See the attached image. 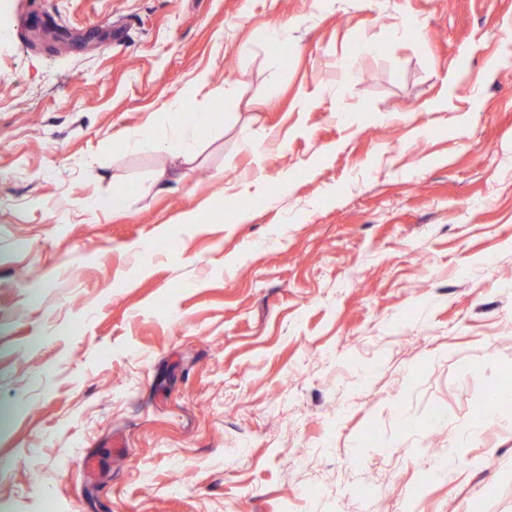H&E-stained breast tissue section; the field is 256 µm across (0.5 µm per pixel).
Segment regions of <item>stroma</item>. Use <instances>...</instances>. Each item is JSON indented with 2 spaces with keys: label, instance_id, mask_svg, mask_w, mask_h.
<instances>
[{
  "label": "stroma",
  "instance_id": "stroma-1",
  "mask_svg": "<svg viewBox=\"0 0 512 512\" xmlns=\"http://www.w3.org/2000/svg\"><path fill=\"white\" fill-rule=\"evenodd\" d=\"M0 512H512V0H0ZM183 107L181 98L164 104L162 111L169 116L168 125H149L142 130L141 136L155 139L158 142L176 140L183 152H191L200 137L214 122V118L211 113L201 112L195 115L190 124L185 125L178 120V115L182 112Z\"/></svg>",
  "mask_w": 512,
  "mask_h": 512
}]
</instances>
